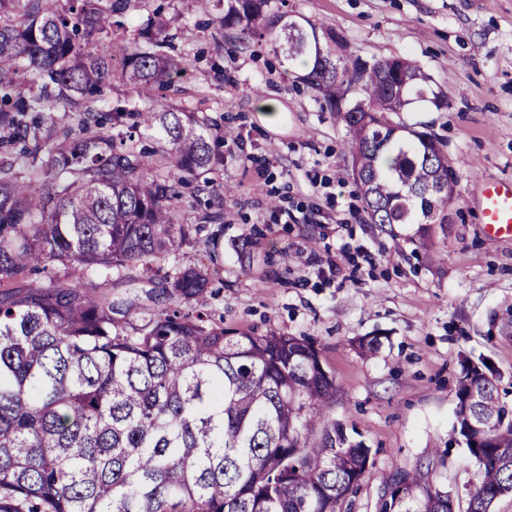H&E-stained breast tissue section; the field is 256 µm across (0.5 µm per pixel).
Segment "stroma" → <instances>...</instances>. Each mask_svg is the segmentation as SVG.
Segmentation results:
<instances>
[{"mask_svg":"<svg viewBox=\"0 0 512 512\" xmlns=\"http://www.w3.org/2000/svg\"><path fill=\"white\" fill-rule=\"evenodd\" d=\"M287 8L340 33L348 54L417 62L448 106L390 113L437 136L456 179L446 232L366 221L343 153L345 124L321 111L278 48L216 33L217 0H132L133 23L162 11L183 30L187 62L174 99L204 117L222 165L212 185L191 181L178 221L190 245L170 258L204 257L215 322L234 334L301 336L335 378L327 414L347 440L370 448V464L343 512H380L388 479L420 476L467 508L479 469L451 440L464 362L490 365L512 404V236L479 224L478 190L512 182V0H287ZM280 114L267 127L261 100ZM233 137H225V130ZM220 220L198 223L200 211ZM162 276L112 282L132 333L164 308ZM380 337L375 355L359 343Z\"/></svg>","mask_w":512,"mask_h":512,"instance_id":"35a3bbf8","label":"stroma"}]
</instances>
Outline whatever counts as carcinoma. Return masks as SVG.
Segmentation results:
<instances>
[{"mask_svg":"<svg viewBox=\"0 0 512 512\" xmlns=\"http://www.w3.org/2000/svg\"><path fill=\"white\" fill-rule=\"evenodd\" d=\"M0 0V512H340L370 449L324 414L334 377L304 338L234 336L205 309L204 266L165 273L171 303L124 333L112 275L162 271L190 243L183 187L220 162L194 113L150 99L185 71L183 32L155 16L127 37L130 0ZM221 29L267 34L321 109L348 128L345 156L369 223H431L455 181L440 143L394 126L429 77L405 58L338 55L336 31L272 0H218ZM68 121L58 131V119ZM156 148L137 149L144 132ZM43 268L45 281H29ZM453 432L480 470L466 512L512 494V408L465 363ZM381 512H448L415 474Z\"/></svg>","mask_w":512,"mask_h":512,"instance_id":"carcinoma-1","label":"carcinoma"}]
</instances>
